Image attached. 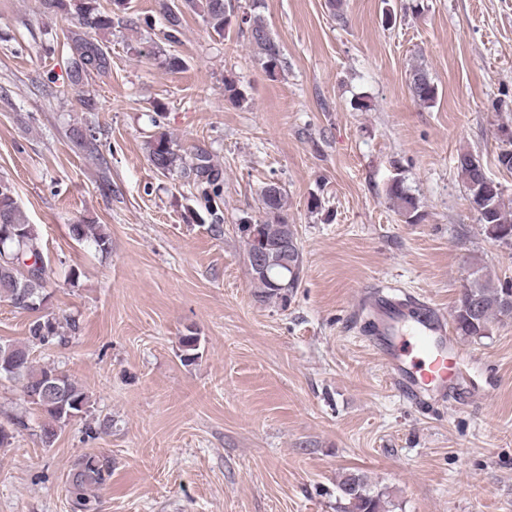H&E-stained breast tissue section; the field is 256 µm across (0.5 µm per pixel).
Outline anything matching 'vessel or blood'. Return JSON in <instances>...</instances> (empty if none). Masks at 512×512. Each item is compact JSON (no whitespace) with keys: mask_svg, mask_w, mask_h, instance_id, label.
<instances>
[{"mask_svg":"<svg viewBox=\"0 0 512 512\" xmlns=\"http://www.w3.org/2000/svg\"><path fill=\"white\" fill-rule=\"evenodd\" d=\"M370 307L375 353L400 395L413 399L427 391L442 398L449 384L466 380L464 354L443 312L424 300L400 303L384 295Z\"/></svg>","mask_w":512,"mask_h":512,"instance_id":"1","label":"vessel or blood"}]
</instances>
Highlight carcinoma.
<instances>
[{
    "label": "carcinoma",
    "mask_w": 512,
    "mask_h": 512,
    "mask_svg": "<svg viewBox=\"0 0 512 512\" xmlns=\"http://www.w3.org/2000/svg\"><path fill=\"white\" fill-rule=\"evenodd\" d=\"M122 0H112L115 6L110 12L100 9L97 0H42L45 10L63 12L77 19L74 27L65 34L69 50L68 78L72 85L80 87L92 76H105L112 68L109 51L92 33L111 29L114 24L153 26V20L124 18L120 16ZM255 12L246 16L244 24L251 44L255 45L265 71L272 77L284 70L281 46L268 33L257 9L262 0H252ZM199 14L212 32L222 37L231 30L234 18L230 0H181L166 7L164 11L165 40L179 41L182 34L184 14ZM408 88L413 99L423 105L433 104L438 89L429 72L415 66L409 72ZM74 147L89 158L98 157L97 138L86 136L85 130L74 128L71 132ZM148 159L155 170L162 174L179 172L201 189L200 197L205 202L206 212L217 215V204L224 200L223 173L212 162L210 154L198 150L192 157L181 152L179 145L166 132L151 136L146 142ZM498 165L512 172V136L502 141L497 155ZM456 168L463 181L466 198L477 213L479 223L486 236L494 242L512 247V212L505 209L501 183L489 180L484 167L470 152H460L456 157ZM387 195L395 211L406 224L419 221V204L401 178L389 184ZM260 204L265 221L261 222L249 214L239 219L237 230L243 239L246 251L257 248L258 239L246 232L247 225H255L258 235L275 229L290 240H298L296 226L286 224V191L271 180L260 190ZM69 233L78 242H85L102 254L112 252V239L99 224H71ZM474 278L464 286L453 312L456 332L462 336L483 337L489 334L495 319L512 318V283L495 285L485 267L475 265ZM303 265L297 268L277 263L267 274L254 276L252 280L259 288L260 302L285 307L294 291L301 284ZM49 282L48 267L43 255L40 234L35 225L29 223L15 197L14 187L0 178V299L7 300L17 310H25L21 298L39 302L47 296ZM79 330V322L73 318L64 320L54 316L47 321L37 318L28 323L26 341L15 343L0 341V378H8L21 384L26 401L35 406L45 417L41 425L40 438L47 446L53 444L58 430L70 423L67 415L55 406L53 392L42 396L37 390L48 384L50 375L57 368L50 364L36 365L32 350L62 345ZM182 362H193L198 358L200 338L194 332L180 338ZM62 383L73 405L70 410L80 416H88L90 397L77 381L61 374ZM29 429L26 417H12L11 427L0 426V448L11 445L17 434ZM112 479V461L101 452H86L71 465L66 475L67 492L75 512H97L95 492ZM341 512H389L384 491L373 486L362 471L343 473L336 484Z\"/></svg>",
    "instance_id": "carcinoma-1"
}]
</instances>
